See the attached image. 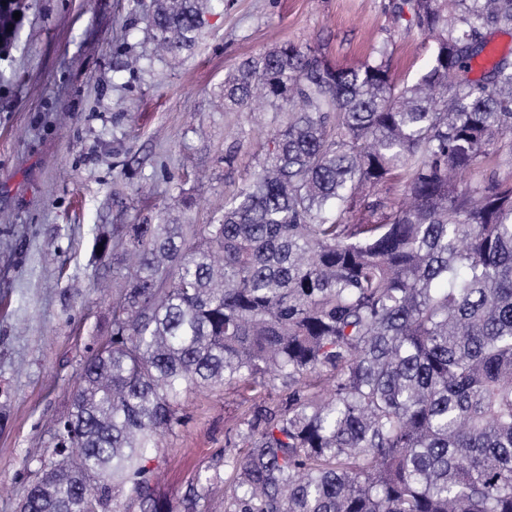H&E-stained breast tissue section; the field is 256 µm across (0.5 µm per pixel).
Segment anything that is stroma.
Masks as SVG:
<instances>
[{"mask_svg":"<svg viewBox=\"0 0 512 512\" xmlns=\"http://www.w3.org/2000/svg\"><path fill=\"white\" fill-rule=\"evenodd\" d=\"M388 4L208 0L194 49L161 61L154 0H23L0 36V512H19L82 363L112 334L126 225L212 223L264 158L283 116L225 111V76L285 42L353 66L385 39L395 78L418 77L434 43L394 28ZM102 235L114 249L100 260ZM240 401L186 398L155 451L161 498L180 503L197 470L223 467Z\"/></svg>","mask_w":512,"mask_h":512,"instance_id":"1","label":"stroma"}]
</instances>
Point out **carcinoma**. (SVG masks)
<instances>
[{
    "label": "carcinoma",
    "mask_w": 512,
    "mask_h": 512,
    "mask_svg": "<svg viewBox=\"0 0 512 512\" xmlns=\"http://www.w3.org/2000/svg\"><path fill=\"white\" fill-rule=\"evenodd\" d=\"M434 41L411 84L387 47L353 67L285 44L224 78V111L270 108L252 179L212 224L127 227L112 335L81 367L21 512H512V55L477 79L512 0H392ZM159 60L202 0H156ZM401 184L369 202L365 189ZM247 407L224 471L177 507L151 449L192 392Z\"/></svg>",
    "instance_id": "obj_1"
}]
</instances>
